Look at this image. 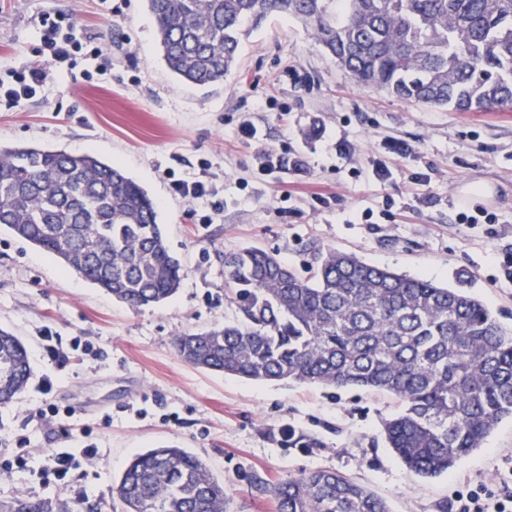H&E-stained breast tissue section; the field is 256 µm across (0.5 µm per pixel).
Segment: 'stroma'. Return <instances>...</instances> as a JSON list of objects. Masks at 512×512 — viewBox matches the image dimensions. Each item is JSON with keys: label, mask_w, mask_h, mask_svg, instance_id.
<instances>
[{"label": "stroma", "mask_w": 512, "mask_h": 512, "mask_svg": "<svg viewBox=\"0 0 512 512\" xmlns=\"http://www.w3.org/2000/svg\"><path fill=\"white\" fill-rule=\"evenodd\" d=\"M45 13L96 35L111 59L106 80L85 62L50 71V93L0 109V144L91 152L118 165L157 204V222L187 273L159 308L134 309L72 274L52 255L0 229V328L26 345L32 377L0 408V498L59 487L101 512L127 458L174 445L224 480L226 512H275L256 479L313 469L348 475L392 512H438L477 486L503 490L512 418L451 473L410 474L387 447L390 395L319 384L258 382L194 369L174 348L184 331L235 320L224 296V255L276 254L305 274L314 249L334 248L399 273L465 289L512 327V112H457L355 85L298 20L268 18L241 45L235 73L201 88L166 68L146 0H0V67L43 61ZM260 140L242 132L245 122ZM405 145L385 152L381 143ZM302 156L306 174L265 172L260 149ZM393 170L380 183L372 159ZM196 178L213 196H175L171 177ZM493 194L460 207L458 183ZM487 208L494 224H462ZM212 214L211 223L200 217ZM317 437L292 448L289 432ZM94 456H85L86 447ZM77 459L65 482L53 452Z\"/></svg>", "instance_id": "35a3bbf8"}]
</instances>
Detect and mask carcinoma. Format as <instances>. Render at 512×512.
I'll use <instances>...</instances> for the list:
<instances>
[{
  "mask_svg": "<svg viewBox=\"0 0 512 512\" xmlns=\"http://www.w3.org/2000/svg\"><path fill=\"white\" fill-rule=\"evenodd\" d=\"M162 59L211 86L236 68L246 27L294 17L358 84L466 112L512 109V0H147ZM0 227L133 308L159 307L184 269L147 192L89 152L0 145ZM236 322L182 332L188 365L254 381L363 388L397 398L388 447L412 474L450 473L512 417V329L461 289L334 248L298 275L247 247L224 255ZM22 340L0 329V408L25 390ZM277 512H390L347 475L316 469L257 481ZM121 512H225L224 480L185 448L133 454L112 483ZM0 512H82L67 492L0 499Z\"/></svg>",
  "mask_w": 512,
  "mask_h": 512,
  "instance_id": "1",
  "label": "carcinoma"
}]
</instances>
